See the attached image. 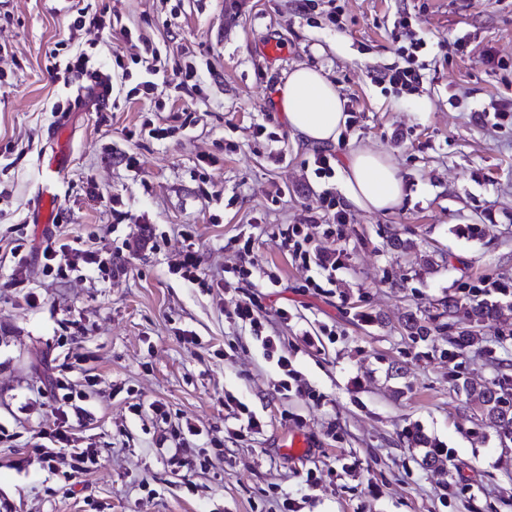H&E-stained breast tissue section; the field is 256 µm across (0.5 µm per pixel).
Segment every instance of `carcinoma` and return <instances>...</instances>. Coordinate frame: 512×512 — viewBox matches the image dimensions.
Segmentation results:
<instances>
[{
	"instance_id": "cac0c4a2",
	"label": "carcinoma",
	"mask_w": 512,
	"mask_h": 512,
	"mask_svg": "<svg viewBox=\"0 0 512 512\" xmlns=\"http://www.w3.org/2000/svg\"><path fill=\"white\" fill-rule=\"evenodd\" d=\"M464 313L467 327L449 338L453 351L474 347L482 342L480 332L483 327L498 320L501 306L485 298L474 297L462 305L454 297L442 304V311L430 316V319H453ZM508 375H502L499 383L487 384L473 380H464L456 387V394L465 408L472 413V418L493 428L505 439L512 440V405L504 399V385L511 383Z\"/></svg>"
}]
</instances>
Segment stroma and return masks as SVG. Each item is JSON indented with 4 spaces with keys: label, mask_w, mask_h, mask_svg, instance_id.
I'll return each instance as SVG.
<instances>
[{
    "label": "stroma",
    "mask_w": 512,
    "mask_h": 512,
    "mask_svg": "<svg viewBox=\"0 0 512 512\" xmlns=\"http://www.w3.org/2000/svg\"><path fill=\"white\" fill-rule=\"evenodd\" d=\"M335 2L337 27L326 0L306 14L299 0H96L165 50L168 68L196 62L202 90L189 96L162 83L129 94L119 79L125 69L140 73L139 47L70 32L60 0H0L8 48L0 55V512H268L284 501L297 512H512V442L477 425L454 391L463 378L512 376V338L501 334L512 329V0ZM401 13L425 43L423 83L413 90L384 77L409 44L393 30ZM272 41L286 48L274 60L265 56ZM60 42L116 79L111 106L71 99L86 77H50L48 55ZM297 65L324 73L345 102L349 122L330 152L362 147L398 164L405 195L393 211L364 212L341 175H315L316 146L293 135L273 105ZM156 114L173 137L128 138ZM59 125L71 158L47 226L34 221L36 193ZM260 125L275 140L257 137ZM129 153L139 172L125 168ZM202 154L214 165L200 169ZM205 178L222 202L202 196ZM327 191L349 216L339 236L324 234ZM116 198L128 217L111 233ZM311 218L314 244L346 255L326 292L307 288L306 272L270 237L273 225ZM146 223L158 247L143 243ZM182 224L196 227L208 287L173 270ZM469 224L481 235L467 234ZM56 230L111 253L115 272L43 276L42 241ZM250 233L258 264L280 279L262 302L269 334L288 349L294 388H280L275 361L228 316L252 289L221 279L235 262L226 244ZM397 238L412 249L394 247ZM19 240L20 260L8 255ZM476 287L503 313L480 347L452 358L447 330L409 337L406 315L427 318ZM29 292L36 303L26 302ZM281 307L290 320L274 317ZM188 331L195 342L185 341ZM57 378L84 393L68 412L70 445L98 464L80 474L69 455L50 460L35 448L54 421ZM228 394L261 420L260 433L234 437L242 420L225 407ZM159 405L202 429L201 465L170 464L175 442ZM295 432L312 443L296 459L281 446ZM430 445L443 450L434 467L423 462Z\"/></svg>",
    "instance_id": "35a3bbf8"
}]
</instances>
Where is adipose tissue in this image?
Here are the masks:
<instances>
[{"label":"adipose tissue","instance_id":"ef3b65f1","mask_svg":"<svg viewBox=\"0 0 512 512\" xmlns=\"http://www.w3.org/2000/svg\"><path fill=\"white\" fill-rule=\"evenodd\" d=\"M277 106L289 128L310 144L336 141L346 122L344 102L335 85L320 71L300 66L280 86ZM348 200L369 213L397 207L403 196V179L390 157L359 148L342 166Z\"/></svg>","mask_w":512,"mask_h":512}]
</instances>
